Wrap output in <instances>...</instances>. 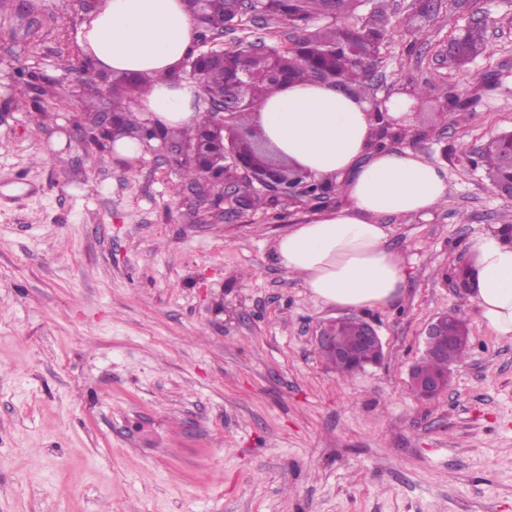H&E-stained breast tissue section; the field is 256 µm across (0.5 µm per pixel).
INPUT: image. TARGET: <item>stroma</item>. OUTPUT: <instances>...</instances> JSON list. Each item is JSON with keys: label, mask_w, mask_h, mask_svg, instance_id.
I'll return each mask as SVG.
<instances>
[{"label": "stroma", "mask_w": 512, "mask_h": 512, "mask_svg": "<svg viewBox=\"0 0 512 512\" xmlns=\"http://www.w3.org/2000/svg\"><path fill=\"white\" fill-rule=\"evenodd\" d=\"M385 8L375 97L422 88L410 147L449 192L427 215L380 216L407 277L361 313L382 364L343 378L316 346L341 310L270 257L322 206L259 190L227 218L223 185L189 190L159 141L127 165L75 140L112 111L114 80L81 53L78 0H0V512H512V337L455 288L475 239L512 225L471 163L512 130V0ZM475 24L484 53L451 65ZM297 36L272 21L218 42ZM453 309L469 350L420 401L409 369Z\"/></svg>", "instance_id": "1"}]
</instances>
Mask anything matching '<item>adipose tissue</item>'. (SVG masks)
<instances>
[{
    "mask_svg": "<svg viewBox=\"0 0 512 512\" xmlns=\"http://www.w3.org/2000/svg\"><path fill=\"white\" fill-rule=\"evenodd\" d=\"M195 31L185 0H97L78 42L96 69L147 78L141 118L163 129H191L202 116L203 92L181 66L195 50ZM251 120L280 156L335 182L346 200L292 225L274 240L272 259L324 306L364 310L396 301L405 262L377 219L424 215L445 202L447 170L409 148H372L371 104L336 84L279 86ZM466 276L467 297L482 320L496 335L511 336L512 240L497 231L481 235Z\"/></svg>",
    "mask_w": 512,
    "mask_h": 512,
    "instance_id": "1",
    "label": "adipose tissue"
}]
</instances>
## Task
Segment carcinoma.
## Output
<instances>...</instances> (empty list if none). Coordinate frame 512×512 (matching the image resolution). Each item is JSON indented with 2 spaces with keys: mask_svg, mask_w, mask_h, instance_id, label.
I'll use <instances>...</instances> for the list:
<instances>
[{
  "mask_svg": "<svg viewBox=\"0 0 512 512\" xmlns=\"http://www.w3.org/2000/svg\"><path fill=\"white\" fill-rule=\"evenodd\" d=\"M261 6L272 16L286 17L293 25L304 30L310 20L320 15L329 16L331 12L347 14L361 0H260ZM192 11L201 13L198 25V40L202 41L210 31H224L231 17L221 8L208 7L203 10L198 5ZM394 28L384 5L378 3L371 12L370 22L364 26L358 24L344 27L327 26L315 32L305 33L288 50L290 63L289 78L293 80H318L336 82L357 94H372L373 85L358 72L359 62L348 52L350 42L360 44L365 50L380 52L391 30ZM451 61L459 67L468 64L486 48L484 29L474 25L452 40ZM204 92L219 91L224 88V69L209 67L201 78ZM280 86L275 80L266 79L251 82L250 102L237 110L235 121L241 127L249 125V116L257 111L260 104ZM478 159L489 179L495 185L512 184V131L503 132L490 139L481 149ZM466 353L454 351L448 357L433 361L422 359L420 367L441 373L449 365L462 362Z\"/></svg>",
  "mask_w": 512,
  "mask_h": 512,
  "instance_id": "cac0c4a2",
  "label": "carcinoma"
}]
</instances>
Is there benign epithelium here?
<instances>
[{
  "label": "benign epithelium",
  "instance_id": "benign-epithelium-1",
  "mask_svg": "<svg viewBox=\"0 0 512 512\" xmlns=\"http://www.w3.org/2000/svg\"><path fill=\"white\" fill-rule=\"evenodd\" d=\"M237 24L249 16L253 19L265 18V13L257 8V0H227ZM248 52L265 56L279 57L288 54L286 47H270L261 41L245 45ZM246 87L239 78L232 79L224 89V95L207 100L208 109L199 123V137L191 142H170L162 137L161 130L148 126L143 140H161V148H176V161L181 165H191L203 180L224 179V200L234 212L249 208V203L238 194V183L245 178L257 183L272 197L286 198L291 194L307 195L310 186L317 183L313 177L293 174L297 165L275 162L265 152L262 137L253 126L245 129L235 127L233 119L245 95ZM124 113L102 112L98 115V129L109 140H115L123 132ZM354 321L359 326V336L353 350L347 351L337 346V332L346 323ZM470 336L465 320L455 312L438 316L426 330L424 356L442 358L448 354V347L466 350ZM318 349L330 355L336 366L352 372H360L368 366L381 363L384 358L383 343L375 327L364 319H336L324 326L317 336ZM410 386L421 400L430 401L448 390V378L422 372L416 367L409 371Z\"/></svg>",
  "mask_w": 512,
  "mask_h": 512
}]
</instances>
